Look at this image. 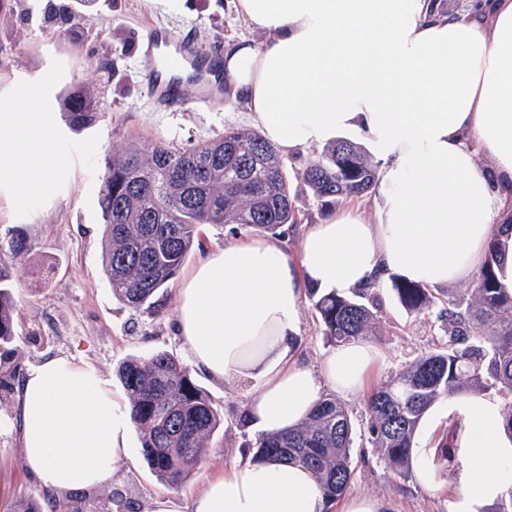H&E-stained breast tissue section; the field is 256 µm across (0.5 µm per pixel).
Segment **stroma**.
Listing matches in <instances>:
<instances>
[{"label":"stroma","instance_id":"stroma-1","mask_svg":"<svg viewBox=\"0 0 512 512\" xmlns=\"http://www.w3.org/2000/svg\"><path fill=\"white\" fill-rule=\"evenodd\" d=\"M153 26L192 35L205 45L267 39L266 34L251 32L225 0H87L83 7L76 0H54L49 9L42 0H0V96L20 87L41 90L48 149L63 164L51 197L18 204L0 193V265L10 275L17 329L12 349L0 348V362L23 371L48 357L71 353L95 363L120 396L125 390L115 370L122 361L158 350L181 355L175 334L178 282L169 281L158 315L113 298L103 263L99 167L106 155L149 142L187 148L225 129L250 124L237 101H226L218 109L201 107L194 103L190 87L185 90V106L163 110L152 102L146 85L156 60L144 55L138 44ZM75 94L89 96L100 114L94 127L81 132L71 131L62 117L64 101ZM320 154V148L305 147L285 159L301 219L285 237L295 256L306 225L327 210L301 179L305 167ZM18 236L25 238L27 248L16 254L8 244ZM379 294L381 333L371 339L381 353L371 379L376 387L399 373L407 361L448 338L436 311L409 313L387 286ZM299 327L297 357L303 365L319 367L332 346L322 335L310 300L301 304ZM194 378L224 417L205 462L181 485L167 487L144 461L137 433H130L127 459L109 486L93 492L94 500L104 502L119 493L141 512L150 498L165 492L173 512H190L191 497L205 477L223 471L235 458L253 457L257 434L240 420L255 391L253 382L226 385L200 372ZM345 403L353 420L356 465L347 496L377 497L388 512H454L460 492L451 475L442 476L431 489L420 487L415 478L397 477L366 441L363 397H349ZM19 411L17 382H0V512L25 497L37 498L44 512H68L76 496L50 492L25 468Z\"/></svg>","mask_w":512,"mask_h":512}]
</instances>
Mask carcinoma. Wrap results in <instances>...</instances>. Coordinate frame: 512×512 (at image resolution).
Instances as JSON below:
<instances>
[{
    "instance_id": "carcinoma-1",
    "label": "carcinoma",
    "mask_w": 512,
    "mask_h": 512,
    "mask_svg": "<svg viewBox=\"0 0 512 512\" xmlns=\"http://www.w3.org/2000/svg\"><path fill=\"white\" fill-rule=\"evenodd\" d=\"M68 126H92L97 113L77 95L63 112ZM303 180L322 202L358 197L375 185L376 167L358 143L338 139L310 163ZM105 271L112 297L158 314L155 299L201 246L200 225L231 224L233 230L283 236L299 223L287 167L258 132L227 128L224 134L187 149L163 142L114 154L105 161L99 188ZM501 253L491 239L470 295L450 300L440 317L448 342L405 363L364 402L368 442L380 449L399 477L411 472L410 453L418 423L443 397L481 394L501 401L502 429L512 439V293L499 288L495 273ZM8 274L0 266V346L13 342L15 325ZM400 304L420 315L436 297L423 284L391 279ZM309 297L322 333L334 345L376 336L379 294ZM128 395L132 424L150 469L168 486L180 485L206 458L208 443L221 424L214 401L195 383L191 368L166 350L130 357L118 367ZM457 429L441 441L439 474L448 470L457 447ZM353 425L348 409L327 397L308 420L281 434L255 441L258 459L288 461L314 474L325 503L332 504L353 475Z\"/></svg>"
}]
</instances>
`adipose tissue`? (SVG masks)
<instances>
[{
	"instance_id": "adipose-tissue-1",
	"label": "adipose tissue",
	"mask_w": 512,
	"mask_h": 512,
	"mask_svg": "<svg viewBox=\"0 0 512 512\" xmlns=\"http://www.w3.org/2000/svg\"><path fill=\"white\" fill-rule=\"evenodd\" d=\"M265 44L224 48V91L284 155L349 131L379 161L374 223L356 208L308 225L302 261L260 236L202 256L176 290V329L192 365L227 384L252 380L253 431L304 422L326 389L360 393L380 353L338 346L312 370L295 360L307 289L352 293L391 276L433 287L469 278L497 225L512 222V0H470L463 13L435 0H231ZM32 91L0 97V189L21 202L50 196L58 160ZM498 235V234H495ZM499 284L512 292V232L498 235ZM27 469L53 492L111 484L126 457L129 404L93 363L67 354L27 370L20 391ZM456 412L465 455L457 512H488L512 490V440L501 406L443 398L429 419ZM313 473L248 460L225 467L191 512H325Z\"/></svg>"
}]
</instances>
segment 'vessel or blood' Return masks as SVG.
I'll use <instances>...</instances> for the list:
<instances>
[{"mask_svg": "<svg viewBox=\"0 0 512 512\" xmlns=\"http://www.w3.org/2000/svg\"><path fill=\"white\" fill-rule=\"evenodd\" d=\"M141 49L148 55H162L163 63L155 69L148 84L150 96L169 107L183 105V82H191L198 100L221 105L224 92L222 51L196 43L192 36L177 35L154 27L141 39Z\"/></svg>", "mask_w": 512, "mask_h": 512, "instance_id": "obj_1", "label": "vessel or blood"}]
</instances>
